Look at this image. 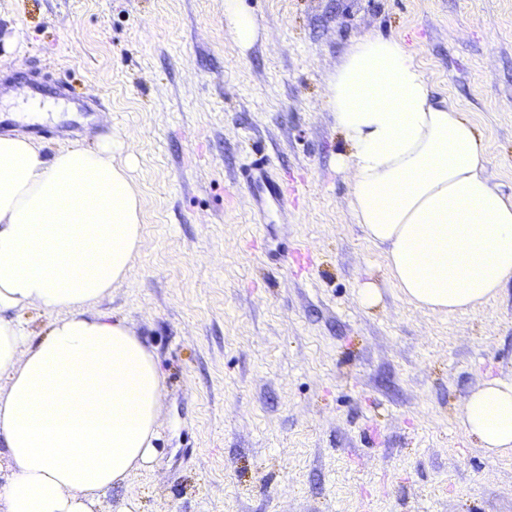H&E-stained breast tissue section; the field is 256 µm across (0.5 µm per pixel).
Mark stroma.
<instances>
[{
  "instance_id": "stroma-1",
  "label": "stroma",
  "mask_w": 512,
  "mask_h": 512,
  "mask_svg": "<svg viewBox=\"0 0 512 512\" xmlns=\"http://www.w3.org/2000/svg\"><path fill=\"white\" fill-rule=\"evenodd\" d=\"M245 4L244 51L224 0H0V135L32 134L11 115L40 80L59 112L43 154L120 138L142 198L141 246L92 311L159 365L160 436L96 512H512V456L458 419L512 376V282L465 313L411 304L353 221L324 103L353 41L395 38L511 194L512 0ZM258 150L279 188L260 204L241 181ZM224 28L243 49L249 48L258 35L257 21L244 0H224Z\"/></svg>"
}]
</instances>
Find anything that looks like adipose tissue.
Returning a JSON list of instances; mask_svg holds the SVG:
<instances>
[{
    "label": "adipose tissue",
    "mask_w": 512,
    "mask_h": 512,
    "mask_svg": "<svg viewBox=\"0 0 512 512\" xmlns=\"http://www.w3.org/2000/svg\"><path fill=\"white\" fill-rule=\"evenodd\" d=\"M224 27L249 48L258 25L224 0ZM325 104L348 146L356 224L382 246L390 275L419 308L475 309L512 280V196L486 174L474 124L436 101L414 53L379 36L351 45ZM113 139L45 157L0 135V512H94L149 468L163 394L159 368L117 319L90 314L123 281L142 240L140 193ZM52 314L44 338L17 311ZM463 435L512 452V377L467 397Z\"/></svg>",
    "instance_id": "ef3b65f1"
}]
</instances>
